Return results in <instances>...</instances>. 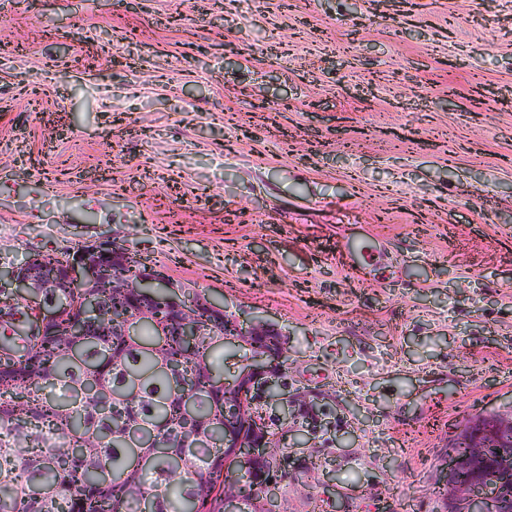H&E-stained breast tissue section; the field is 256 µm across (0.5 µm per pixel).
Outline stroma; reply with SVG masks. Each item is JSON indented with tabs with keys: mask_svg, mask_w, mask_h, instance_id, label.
I'll list each match as a JSON object with an SVG mask.
<instances>
[{
	"mask_svg": "<svg viewBox=\"0 0 512 512\" xmlns=\"http://www.w3.org/2000/svg\"><path fill=\"white\" fill-rule=\"evenodd\" d=\"M100 239L331 406L277 512H441L512 412V0H0V264Z\"/></svg>",
	"mask_w": 512,
	"mask_h": 512,
	"instance_id": "obj_1",
	"label": "stroma"
}]
</instances>
